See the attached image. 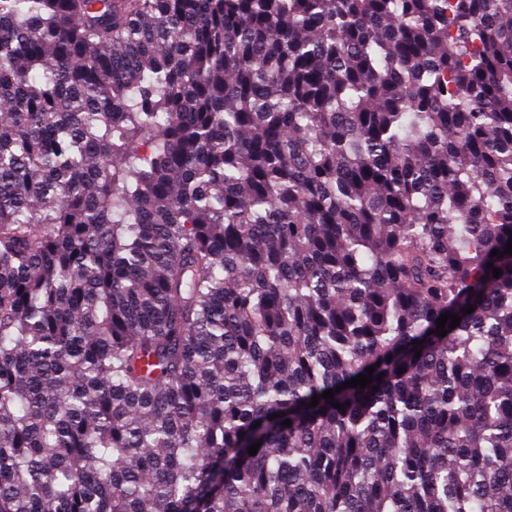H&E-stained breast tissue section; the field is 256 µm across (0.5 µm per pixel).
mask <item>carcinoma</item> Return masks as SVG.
I'll use <instances>...</instances> for the list:
<instances>
[{"label":"carcinoma","instance_id":"1","mask_svg":"<svg viewBox=\"0 0 512 512\" xmlns=\"http://www.w3.org/2000/svg\"><path fill=\"white\" fill-rule=\"evenodd\" d=\"M511 238L512 0H0V512H512Z\"/></svg>","mask_w":512,"mask_h":512}]
</instances>
